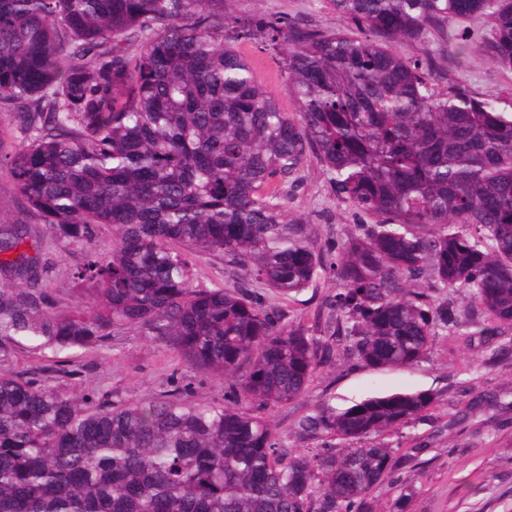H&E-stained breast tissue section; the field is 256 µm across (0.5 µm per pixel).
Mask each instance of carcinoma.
Listing matches in <instances>:
<instances>
[{"label": "carcinoma", "instance_id": "obj_1", "mask_svg": "<svg viewBox=\"0 0 512 512\" xmlns=\"http://www.w3.org/2000/svg\"><path fill=\"white\" fill-rule=\"evenodd\" d=\"M227 2L0 0V112L17 117L0 170L31 218L0 217V364L23 340L58 354L139 329L232 395L89 407L46 378L0 376V512H359L392 473L384 435L426 417L432 393L302 421L353 443L340 450L286 453L288 434L251 407L301 397L336 347L374 368L422 362L460 309L408 288L420 279L512 328V112L433 89L432 59L389 46L478 16V51L512 69V0H331L363 39ZM257 37L281 55L293 117L235 48ZM309 154L376 217L330 265L328 336L245 285H196L198 254L222 252L283 300L309 286L322 256L272 191ZM48 241L83 250L72 278L101 308L40 312Z\"/></svg>", "mask_w": 512, "mask_h": 512}]
</instances>
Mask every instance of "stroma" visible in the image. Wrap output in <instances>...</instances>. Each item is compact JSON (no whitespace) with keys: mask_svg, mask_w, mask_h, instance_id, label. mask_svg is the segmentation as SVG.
<instances>
[{"mask_svg":"<svg viewBox=\"0 0 512 512\" xmlns=\"http://www.w3.org/2000/svg\"><path fill=\"white\" fill-rule=\"evenodd\" d=\"M240 15L290 21L352 38L365 30L336 13L329 0H232ZM484 20H454L445 37L426 42L396 41L391 49L409 61L433 57L425 78L437 91L449 84L464 85L473 95L512 103V70L491 63L475 51L490 34ZM238 50L252 63L257 80L270 91L282 111L295 113L276 53L264 40L239 43ZM288 214L303 225L310 242L324 261L335 259L337 248L359 234L373 215L340 200L320 160L308 156L288 181L278 184ZM56 267L48 286L55 312L75 315L91 306L71 277L81 260L77 250H52ZM196 279L205 287L227 288L248 281L246 267L222 253H203L196 261ZM338 284L330 270L291 299L289 319L326 326L331 312L328 299ZM455 299L461 310L458 326L439 331L426 359L416 367L376 370L348 360H332L315 374L304 395L268 411L275 429L287 434L291 450L319 448L325 434L301 431L300 421L323 405L350 407L370 394L428 390L436 401L426 419L388 433L396 470L367 498L366 512H512V330L485 322L465 292ZM49 369L53 386L84 396L89 403L141 405L180 389L198 403L224 398V380L215 373L187 367L173 351L151 337L132 330H117L98 348L77 349L50 362L30 344L18 349L12 362L0 365V375L14 376Z\"/></svg>","mask_w":512,"mask_h":512,"instance_id":"1","label":"stroma"}]
</instances>
